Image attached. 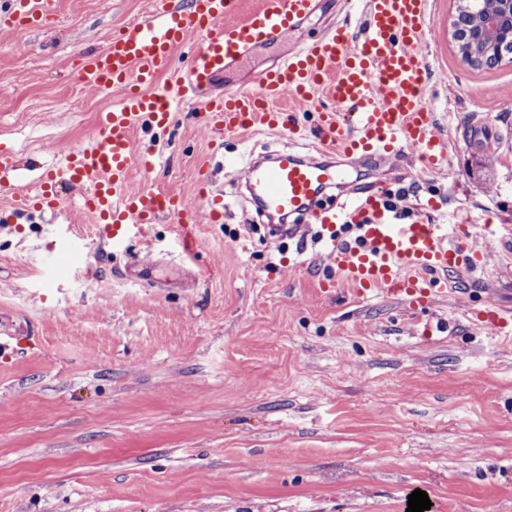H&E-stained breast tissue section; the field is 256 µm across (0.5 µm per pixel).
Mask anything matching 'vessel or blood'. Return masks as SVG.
I'll return each mask as SVG.
<instances>
[{
    "label": "vessel or blood",
    "instance_id": "vessel-or-blood-1",
    "mask_svg": "<svg viewBox=\"0 0 512 512\" xmlns=\"http://www.w3.org/2000/svg\"><path fill=\"white\" fill-rule=\"evenodd\" d=\"M241 0H154L151 14L135 27L112 35L83 61L80 80L96 90L121 91L102 113L99 130L86 145L68 149L34 189H15L16 212L56 213L65 187L82 189L83 208L103 224L107 244L169 219L181 225L179 245L192 261L197 245L190 229L199 221L184 196L144 188L130 190L134 135L147 122L163 125L175 105L206 103L207 125L221 136L259 127L295 142L315 138L311 155L279 152L273 164L252 159L244 183L263 213L298 216L288 236L304 239L311 225L336 276L357 298L389 290L412 305L442 295L449 276L482 270L483 253L458 242L447 225L423 218L404 221L380 186L357 188L352 205H324L322 195L343 181L332 155L375 161L397 157L441 171L451 141L439 129L426 98L431 64L422 45L434 30L431 0H364L362 32L337 22L318 41L301 47L278 67L259 75L253 88H214L224 71L249 59L261 45L298 30L317 9L316 0H257L240 13ZM59 0H0V28L27 35L56 16ZM198 44L193 59L176 65L177 47ZM176 72L174 86L159 87ZM293 98L311 111L312 123L282 108ZM198 189L209 220L220 224L228 209L224 183L205 170Z\"/></svg>",
    "mask_w": 512,
    "mask_h": 512
}]
</instances>
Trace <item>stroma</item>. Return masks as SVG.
Masks as SVG:
<instances>
[{
	"label": "stroma",
	"instance_id": "stroma-1",
	"mask_svg": "<svg viewBox=\"0 0 512 512\" xmlns=\"http://www.w3.org/2000/svg\"><path fill=\"white\" fill-rule=\"evenodd\" d=\"M457 0H433L426 97L453 144L439 174L413 161L358 163L413 206L421 188L468 224L512 226V62L474 69L449 34ZM153 0H60L27 36L0 30V143L14 182L32 187L67 149L88 143L120 94L92 92L84 57L152 11ZM361 0H320L280 43L259 48L221 86L249 87L338 18L359 23ZM132 188L194 197L201 167L223 176V223L201 220L181 264L171 222L150 247L105 245L66 190L55 215L22 214L0 187V331L24 350L0 354V512H406L414 490L429 512H512V340L475 326L494 300L512 325V246L482 236L485 273L453 278L419 310L380 293L360 300L322 288L330 268L308 243L261 226L235 163L285 150L287 136L225 137L201 105L174 108L169 133ZM485 159L491 176L474 167ZM254 225L248 238L241 225ZM156 263L162 288L125 270Z\"/></svg>",
	"mask_w": 512,
	"mask_h": 512
}]
</instances>
